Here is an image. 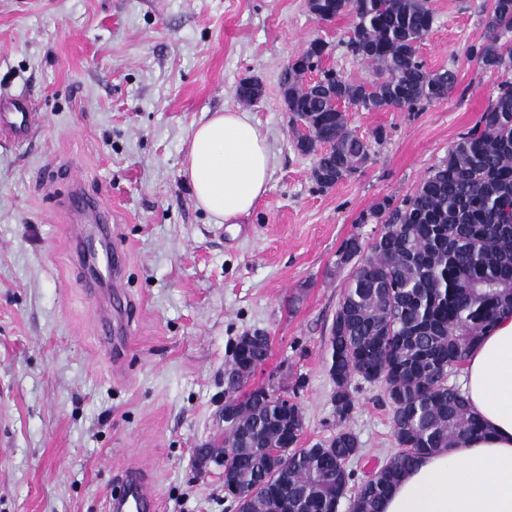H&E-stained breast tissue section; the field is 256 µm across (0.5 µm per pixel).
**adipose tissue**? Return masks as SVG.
I'll return each instance as SVG.
<instances>
[{"instance_id":"adipose-tissue-1","label":"adipose tissue","mask_w":512,"mask_h":512,"mask_svg":"<svg viewBox=\"0 0 512 512\" xmlns=\"http://www.w3.org/2000/svg\"><path fill=\"white\" fill-rule=\"evenodd\" d=\"M181 174L197 207L219 221L250 213L265 193L270 150L246 112H215L193 127ZM464 391L486 431L423 455L382 512H512V317L466 359Z\"/></svg>"}]
</instances>
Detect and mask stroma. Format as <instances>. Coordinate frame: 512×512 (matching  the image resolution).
<instances>
[{"label": "stroma", "instance_id": "obj_1", "mask_svg": "<svg viewBox=\"0 0 512 512\" xmlns=\"http://www.w3.org/2000/svg\"><path fill=\"white\" fill-rule=\"evenodd\" d=\"M491 0H432L418 53L455 66L448 99L420 112L347 109L372 143L368 161L317 187L299 152L280 73L313 39L350 80L373 70L341 47L352 17L317 21L306 0H0V90L29 96L31 141H0V512H106L115 473L139 459L158 512H236L221 468L198 474L201 449L224 438V368L237 336L258 331L269 356L249 388L301 405L309 448L345 428L361 444L355 481L397 451L381 388L353 378L355 408L338 420L328 373L330 329L353 267L337 253L383 198L402 199L480 118L512 71L467 50L486 35ZM270 148L267 190L233 223L197 209L180 174L190 131L241 107L238 83ZM385 139L371 140L374 129ZM109 207L140 304L122 374L92 330L94 305L68 264L66 214L75 180Z\"/></svg>", "mask_w": 512, "mask_h": 512}]
</instances>
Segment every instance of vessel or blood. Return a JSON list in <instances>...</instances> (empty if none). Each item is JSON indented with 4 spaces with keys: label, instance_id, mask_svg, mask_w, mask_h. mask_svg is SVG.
<instances>
[{
    "label": "vessel or blood",
    "instance_id": "vessel-or-blood-1",
    "mask_svg": "<svg viewBox=\"0 0 512 512\" xmlns=\"http://www.w3.org/2000/svg\"><path fill=\"white\" fill-rule=\"evenodd\" d=\"M0 135L19 143L34 137V104L28 96L0 93ZM61 206L70 219V264L95 301L101 345L113 365H120L137 310L125 289L128 248L112 223L111 211L86 198L82 183H75L71 198ZM114 483L106 512H157L153 475L146 466L128 463Z\"/></svg>",
    "mask_w": 512,
    "mask_h": 512
}]
</instances>
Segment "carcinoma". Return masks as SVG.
Instances as JSON below:
<instances>
[{"mask_svg": "<svg viewBox=\"0 0 512 512\" xmlns=\"http://www.w3.org/2000/svg\"><path fill=\"white\" fill-rule=\"evenodd\" d=\"M344 14L355 17L347 53L375 70V82L367 86L320 69L316 42L280 76L292 93L288 111L312 132L301 152L315 155L321 143L332 145L333 153L319 160L327 176L316 181L322 189L355 173L370 151L369 142L347 128L326 88L336 87V99L366 112H419L447 99L458 80L455 68L431 70L418 54L434 24L429 0H323L321 19ZM485 26V40L469 48V57L484 69L512 70V50L500 44L512 32V0H492ZM316 70L318 82L303 81ZM370 218L386 226L380 238L365 245L353 235L338 251L343 264L358 253L365 258L355 264L331 326L328 372L341 421L355 408L353 378L382 387L398 451L353 488L346 464L361 452L354 433L340 429L301 448L298 402L287 405L265 387L239 396L236 385L227 400L251 429L248 447L240 446L233 429L224 437V445L239 447L228 460L238 477L239 512H335L344 498L349 512H379L418 457L483 431L463 391L448 384V373L500 317L512 314V82L500 84L479 121L415 191L399 202L382 199L360 223ZM269 350L246 351L236 341L228 379ZM267 444L284 449L282 466L267 463Z\"/></svg>", "mask_w": 512, "mask_h": 512, "instance_id": "cac0c4a2", "label": "carcinoma"}]
</instances>
